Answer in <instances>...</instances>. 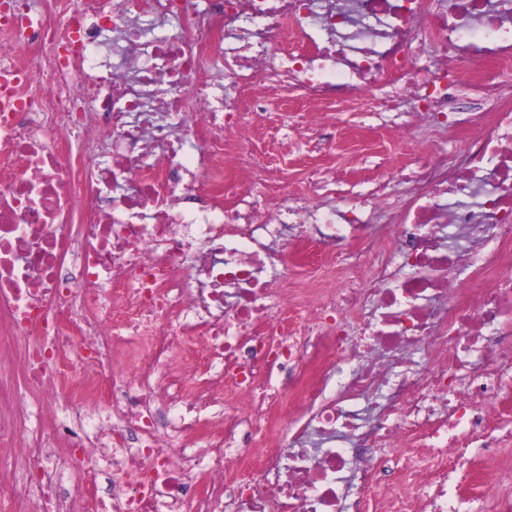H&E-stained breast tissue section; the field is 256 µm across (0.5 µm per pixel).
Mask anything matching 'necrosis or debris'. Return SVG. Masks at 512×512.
<instances>
[{
  "instance_id": "4bbe7bcc",
  "label": "necrosis or debris",
  "mask_w": 512,
  "mask_h": 512,
  "mask_svg": "<svg viewBox=\"0 0 512 512\" xmlns=\"http://www.w3.org/2000/svg\"><path fill=\"white\" fill-rule=\"evenodd\" d=\"M509 82L512 0H0V512H460L512 445ZM288 88L308 152L372 92L411 163L274 188Z\"/></svg>"
}]
</instances>
